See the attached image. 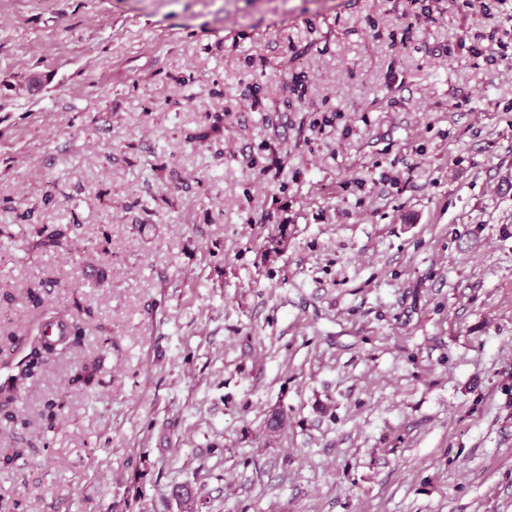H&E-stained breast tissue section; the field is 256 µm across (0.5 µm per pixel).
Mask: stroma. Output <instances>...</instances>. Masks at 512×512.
<instances>
[{"mask_svg":"<svg viewBox=\"0 0 512 512\" xmlns=\"http://www.w3.org/2000/svg\"><path fill=\"white\" fill-rule=\"evenodd\" d=\"M0 224V512H512V0H0ZM66 316H69V315L63 313V314L59 315L58 317H50V318H47L42 321V323L38 329V332H37V340L34 344L32 352H31V356H30V358L32 359V361L30 362L31 364H29L28 367L23 369V371L21 372V374H20L21 381L31 378L33 376V367L37 366L39 363L44 362L45 358L56 355V347L51 346L49 344H55L58 347L60 346L59 349L61 351L69 348V345H68L69 342L67 341V338H65L64 340L59 341V342H51L46 339V337H45L46 334H45V330H44L45 327L49 323H51V321L62 320V321L68 322V320L65 319ZM68 323L70 324V327H71V331H70L69 335H71L72 331L74 330L75 331L74 336H77L78 334H76V333H79V330H80L78 323L75 322L72 318H71V321ZM99 365L84 361L79 364L70 374L68 379L69 386L73 388H80L82 390L91 389L96 383V373ZM41 426L52 431L60 423L69 417L66 404L64 402L49 401L45 404L44 410L40 414Z\"/></svg>","mask_w":512,"mask_h":512,"instance_id":"obj_1","label":"stroma"}]
</instances>
